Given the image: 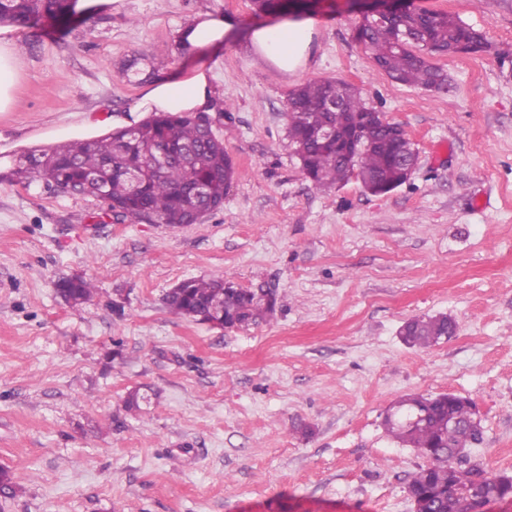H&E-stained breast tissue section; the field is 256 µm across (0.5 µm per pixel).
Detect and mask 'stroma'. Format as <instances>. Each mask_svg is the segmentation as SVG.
Returning a JSON list of instances; mask_svg holds the SVG:
<instances>
[{"instance_id": "1", "label": "stroma", "mask_w": 512, "mask_h": 512, "mask_svg": "<svg viewBox=\"0 0 512 512\" xmlns=\"http://www.w3.org/2000/svg\"><path fill=\"white\" fill-rule=\"evenodd\" d=\"M483 32L484 51L436 58L449 92L392 82L354 37L352 0H319L306 67L284 73L247 32L283 22L253 0H120L71 29L17 28L19 79L0 112V512H412L425 463L384 430L409 394L475 402L471 456L512 476V0H415ZM233 19L187 58L177 30ZM151 79L210 69L215 131L240 170L223 207L171 229L107 217L91 196L15 173L21 155L144 120ZM342 80L402 125L410 181L320 192L288 146L286 99ZM96 293L78 308L55 288ZM276 294L275 321L217 329L168 311L187 278ZM445 314L451 339L406 346L404 323ZM149 396L127 408L131 392ZM56 290L64 297L66 303L70 306H79L91 300L96 288L91 281L78 277L63 279L56 283Z\"/></svg>"}]
</instances>
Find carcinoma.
<instances>
[{
  "label": "carcinoma",
  "instance_id": "carcinoma-1",
  "mask_svg": "<svg viewBox=\"0 0 512 512\" xmlns=\"http://www.w3.org/2000/svg\"><path fill=\"white\" fill-rule=\"evenodd\" d=\"M317 0H254L260 13L298 14ZM75 11L73 0H0V21L23 26L68 28ZM355 38L370 52L375 65L393 81L434 93L451 87L448 75L430 62L433 56H453L463 43L472 50L485 48L481 31L448 13L432 12L414 4L397 8L379 22L361 17ZM344 98L345 117L337 121L336 136L324 137L329 113L324 106L334 92ZM359 114L360 149L344 155L338 144L352 135L351 121ZM288 142L313 187L329 191L368 175L369 190L385 195L405 184L403 163L416 155L413 141L398 124L380 119L359 87L338 80H309L290 93L286 107ZM165 142L173 158L164 173L135 180L132 174L149 166L151 150ZM18 173L40 178L45 185L68 194H84L89 179L105 185L108 208L122 220L141 223L148 218L169 228L189 223L196 201L188 190L202 185L214 208L224 204L239 172L224 148V140L205 129L195 117L159 112L116 134L97 139L68 140L41 153L24 156ZM56 290L71 306L91 300L96 288L84 278L63 279ZM170 311L199 323L220 317L224 326L268 322L275 317L277 299L269 291L237 288L222 279H185L166 292ZM403 341L427 348L452 337L456 324L446 315L413 319L403 327ZM461 424L443 425L448 414ZM466 399L454 393L408 396L385 414L384 426L402 445L414 448L427 464L409 476L407 489L419 512H481L492 497H512V476H488L483 464L468 455L480 442L482 428L469 424Z\"/></svg>",
  "mask_w": 512,
  "mask_h": 512
}]
</instances>
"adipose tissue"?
Masks as SVG:
<instances>
[{
	"mask_svg": "<svg viewBox=\"0 0 512 512\" xmlns=\"http://www.w3.org/2000/svg\"><path fill=\"white\" fill-rule=\"evenodd\" d=\"M233 26L232 19L205 12L179 29L178 42L187 55L222 44ZM314 20L285 21L273 26L252 28L251 43L280 71H294L305 65L310 55ZM13 30L0 26V112L15 104L18 77L13 55ZM215 106L210 75L201 68L155 81L144 88L135 109L139 112H210Z\"/></svg>",
	"mask_w": 512,
	"mask_h": 512,
	"instance_id": "ef3b65f1",
	"label": "adipose tissue"
}]
</instances>
